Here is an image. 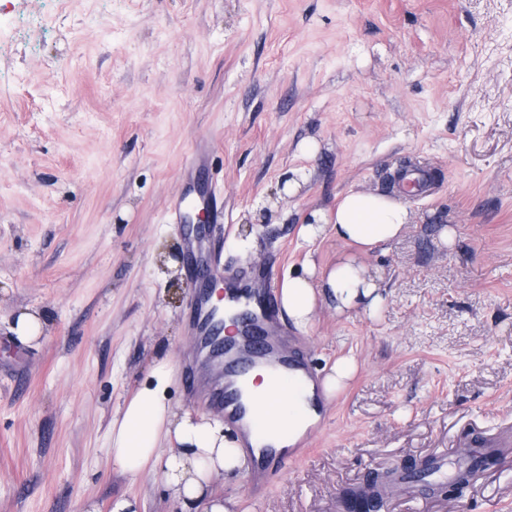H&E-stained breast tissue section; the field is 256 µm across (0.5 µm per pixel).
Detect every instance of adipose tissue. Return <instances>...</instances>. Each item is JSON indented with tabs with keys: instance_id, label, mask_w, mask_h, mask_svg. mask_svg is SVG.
<instances>
[{
	"instance_id": "1",
	"label": "adipose tissue",
	"mask_w": 512,
	"mask_h": 512,
	"mask_svg": "<svg viewBox=\"0 0 512 512\" xmlns=\"http://www.w3.org/2000/svg\"><path fill=\"white\" fill-rule=\"evenodd\" d=\"M412 221L401 196L351 190L342 195L334 211L315 214L299 235L304 242L317 240L325 230L356 248L357 253L337 261L324 275L314 265L304 274L286 275L281 287V308L299 328L313 320L318 297L331 299L337 312L356 306L374 311L381 301L378 279L358 260L359 254L390 243ZM176 366L171 359L156 360L146 382L131 393L113 416L107 431L112 462L131 478L162 472L176 499L190 503L195 512H229L210 487L213 474L233 478L249 470V455L239 440L227 434L223 420L196 419L174 410L168 401ZM355 370L353 359H338L317 383L288 397L267 390L265 371L254 370L243 392L247 406L279 401L283 417L268 426L274 447L290 448L320 421L327 401ZM178 445V453L163 455V445Z\"/></svg>"
}]
</instances>
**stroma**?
<instances>
[{"mask_svg":"<svg viewBox=\"0 0 512 512\" xmlns=\"http://www.w3.org/2000/svg\"><path fill=\"white\" fill-rule=\"evenodd\" d=\"M201 141L212 275L267 265L276 287L351 253L303 242L310 214L430 176L401 239L360 257L377 311L321 302L300 333L316 378L344 356L355 375L264 496L213 476L231 512H348L372 477L456 467L470 432L512 426V0H0V512H187L108 462L107 426L165 356L172 405L220 414L185 381L202 358L170 211ZM25 309L44 332L24 344ZM494 455L456 498L381 512H512V447Z\"/></svg>","mask_w":512,"mask_h":512,"instance_id":"1","label":"stroma"}]
</instances>
